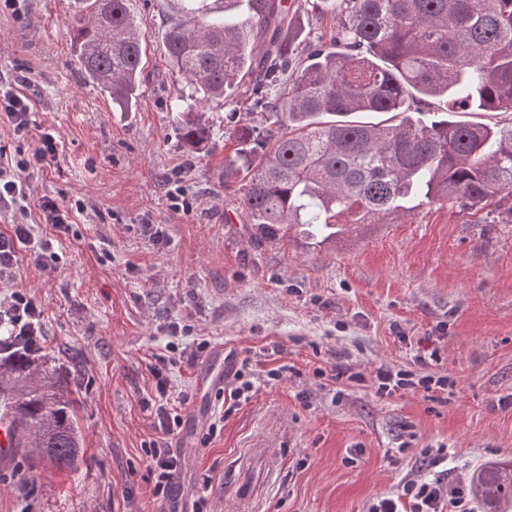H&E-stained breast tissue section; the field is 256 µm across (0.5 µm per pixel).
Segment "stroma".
<instances>
[{"instance_id": "35a3bbf8", "label": "stroma", "mask_w": 512, "mask_h": 512, "mask_svg": "<svg viewBox=\"0 0 512 512\" xmlns=\"http://www.w3.org/2000/svg\"><path fill=\"white\" fill-rule=\"evenodd\" d=\"M128 8L147 50L141 95L120 112L77 65L75 0L0 4V80L26 79L34 104L28 141L0 126V145L28 150L48 132L60 152L30 178L26 211L0 214V232L22 221L54 242L45 266L25 256L0 296L23 289L41 308L39 354L68 382L82 443L71 469L0 466V512H161L147 456L161 437L156 366L181 418L171 493L189 510L201 499L204 512H365L419 472L425 448L447 449L454 479L512 463V407L500 404L512 397V202L490 224L448 201L322 243L298 227L253 239L224 192L225 142L255 109L250 85L210 112L211 150L188 156L161 50L180 0ZM336 25L331 0L299 12L298 56L329 46ZM174 192L192 211L173 208ZM46 195L79 204L68 233L42 223ZM150 223L162 241L144 235ZM221 346L242 358L275 348L268 367L288 371L226 412L195 380ZM424 348L439 351L428 374L455 381L447 397L381 398L317 374L408 370Z\"/></svg>"}]
</instances>
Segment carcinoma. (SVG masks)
<instances>
[{"instance_id":"1","label":"carcinoma","mask_w":512,"mask_h":512,"mask_svg":"<svg viewBox=\"0 0 512 512\" xmlns=\"http://www.w3.org/2000/svg\"><path fill=\"white\" fill-rule=\"evenodd\" d=\"M168 24L162 51L189 89L179 93L180 141L190 156L207 152L221 106L242 81L257 82L261 121L242 116L224 191L255 237L305 226L336 237L339 218L382 224L454 200L474 213L512 197V126L454 120L414 121L429 99L464 109L512 111V0H341L332 36L293 63L285 0H185ZM74 28L82 74L123 110L140 96L142 34L127 0H80ZM248 15L247 25L237 20ZM356 112H393L397 123L346 120ZM338 115L340 121H324ZM9 419L14 455L70 469L78 461L73 404L61 378L22 338L0 340V420ZM471 489L485 512L512 502V466L486 464Z\"/></svg>"}]
</instances>
